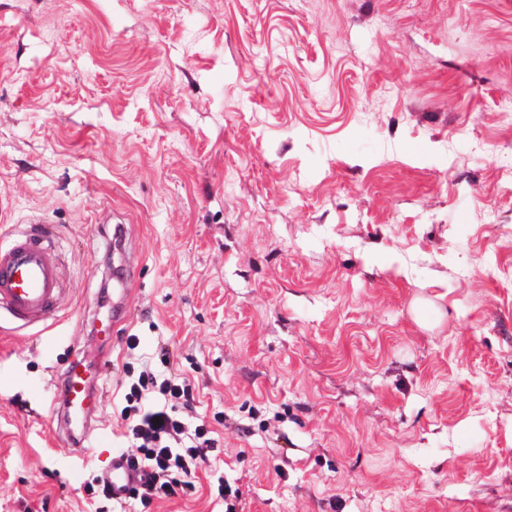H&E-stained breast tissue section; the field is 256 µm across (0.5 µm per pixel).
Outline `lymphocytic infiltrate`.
<instances>
[{
  "instance_id": "lymphocytic-infiltrate-1",
  "label": "lymphocytic infiltrate",
  "mask_w": 512,
  "mask_h": 512,
  "mask_svg": "<svg viewBox=\"0 0 512 512\" xmlns=\"http://www.w3.org/2000/svg\"><path fill=\"white\" fill-rule=\"evenodd\" d=\"M193 389L173 368L166 344L144 353L138 366L125 369L124 405L128 462L140 473L141 484L128 498L134 512H147L154 499L185 494L195 487L198 470L215 448L204 420L183 417Z\"/></svg>"
}]
</instances>
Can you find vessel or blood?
Returning <instances> with one entry per match:
<instances>
[{
    "label": "vessel or blood",
    "mask_w": 512,
    "mask_h": 512,
    "mask_svg": "<svg viewBox=\"0 0 512 512\" xmlns=\"http://www.w3.org/2000/svg\"><path fill=\"white\" fill-rule=\"evenodd\" d=\"M61 288L58 259L43 221L11 235L0 244V310H7L17 328L46 324L56 314ZM105 371H86L78 360L68 362L62 376L64 408L69 419L87 425L96 412L97 386ZM113 497L126 496L136 478L125 456H113L102 475Z\"/></svg>",
    "instance_id": "vessel-or-blood-1"
}]
</instances>
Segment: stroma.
<instances>
[{"label":"stroma","instance_id":"35a3bbf8","mask_svg":"<svg viewBox=\"0 0 512 512\" xmlns=\"http://www.w3.org/2000/svg\"><path fill=\"white\" fill-rule=\"evenodd\" d=\"M508 163L512 0H0V227L50 220L62 288L0 330V512H111L160 339L235 512H512ZM70 359L112 363L77 457Z\"/></svg>","mask_w":512,"mask_h":512}]
</instances>
